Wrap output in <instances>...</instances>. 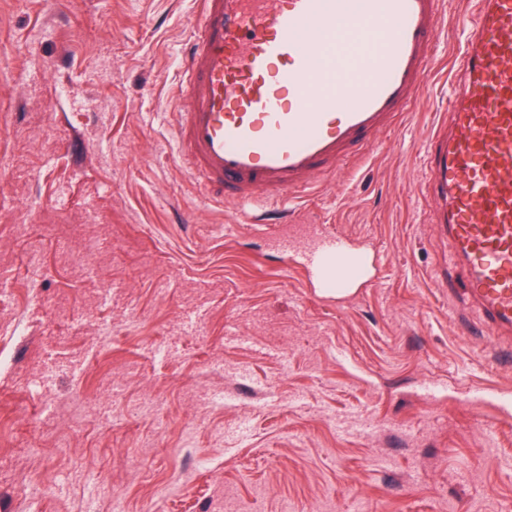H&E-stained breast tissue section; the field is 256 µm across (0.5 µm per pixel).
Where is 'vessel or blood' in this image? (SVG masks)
Wrapping results in <instances>:
<instances>
[{"label":"vessel or blood","instance_id":"vessel-or-blood-1","mask_svg":"<svg viewBox=\"0 0 512 512\" xmlns=\"http://www.w3.org/2000/svg\"><path fill=\"white\" fill-rule=\"evenodd\" d=\"M443 0H199L175 137L217 203L260 224L376 145L432 69ZM453 63L450 112L427 137L424 192L466 272L465 307L512 337V0H477ZM323 294L367 254L319 235L301 254Z\"/></svg>","mask_w":512,"mask_h":512}]
</instances>
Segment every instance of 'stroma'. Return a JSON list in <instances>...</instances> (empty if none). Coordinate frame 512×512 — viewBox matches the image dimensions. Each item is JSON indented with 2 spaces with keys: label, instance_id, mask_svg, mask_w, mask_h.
<instances>
[{
  "label": "stroma",
  "instance_id": "1",
  "mask_svg": "<svg viewBox=\"0 0 512 512\" xmlns=\"http://www.w3.org/2000/svg\"><path fill=\"white\" fill-rule=\"evenodd\" d=\"M468 11L443 0L417 100L298 194L300 236L370 258L336 298L280 225L200 201L174 137L195 0H0V349L25 350L0 512H512V351L459 331L422 194ZM234 373L238 407L202 410Z\"/></svg>",
  "mask_w": 512,
  "mask_h": 512
}]
</instances>
